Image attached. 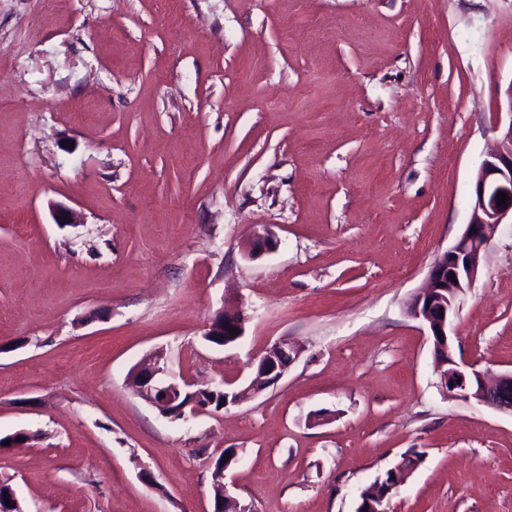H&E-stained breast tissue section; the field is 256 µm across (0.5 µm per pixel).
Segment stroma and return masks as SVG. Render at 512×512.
Segmentation results:
<instances>
[{
	"label": "stroma",
	"instance_id": "35a3bbf8",
	"mask_svg": "<svg viewBox=\"0 0 512 512\" xmlns=\"http://www.w3.org/2000/svg\"><path fill=\"white\" fill-rule=\"evenodd\" d=\"M512 82V0H0V481L23 512H512V416L455 399L406 306L469 220ZM69 210L73 221L56 214ZM273 252L250 256L254 231ZM240 310L231 347L204 334ZM163 417L128 386L163 351L242 388ZM512 370V224L454 321ZM407 464L408 461H402L394 468H391L397 482L392 484L389 489L382 490L381 485L378 482L375 483L370 489L362 492L360 495L361 502L356 512H387V503H385V498L394 488H398L404 481L410 469ZM230 466H223L220 470L212 469L211 478L214 486L219 491L215 501L222 505L223 512H254L247 504L241 503L236 497L230 494L226 483Z\"/></svg>",
	"mask_w": 512,
	"mask_h": 512
}]
</instances>
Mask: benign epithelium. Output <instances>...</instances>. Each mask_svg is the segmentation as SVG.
I'll list each match as a JSON object with an SVG mask.
<instances>
[{
  "label": "benign epithelium",
  "mask_w": 512,
  "mask_h": 512,
  "mask_svg": "<svg viewBox=\"0 0 512 512\" xmlns=\"http://www.w3.org/2000/svg\"><path fill=\"white\" fill-rule=\"evenodd\" d=\"M505 95L504 107L509 122L474 178L470 220L455 243L438 255L426 286L412 296L407 311L428 331L441 387L464 402L512 415V371L487 378V373L478 370L474 364L456 358L452 335L460 305L477 280L481 255L490 244L495 228L512 224V83ZM501 191L508 195V201L500 207L497 195ZM275 247L276 241L265 230L252 235L247 253L257 256ZM244 323L242 314L223 309L209 325L205 339L218 334L223 336L232 326L240 331ZM298 354L297 346L286 338L274 343L251 362L252 373L243 389L224 392V405H236L247 396L277 384ZM130 385L138 396L167 418L187 419L209 412V406L200 402V392L205 386L177 376L161 352L155 355L152 363L132 370ZM229 469L227 465L211 472L218 490L215 501L222 505L223 512H253L249 505L230 494L226 483ZM389 493L390 489L383 490L380 484H374L360 495L356 512H387L385 498Z\"/></svg>",
  "instance_id": "obj_1"
}]
</instances>
